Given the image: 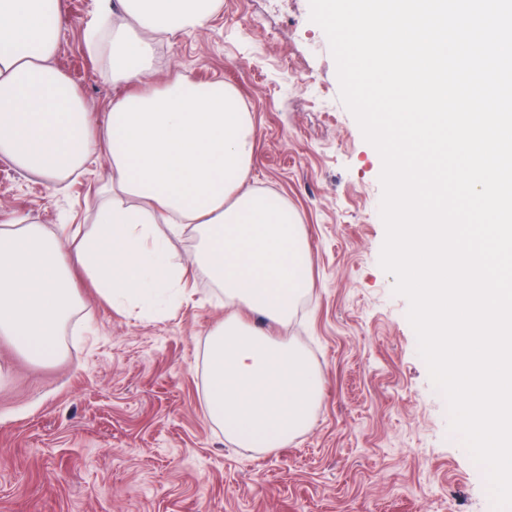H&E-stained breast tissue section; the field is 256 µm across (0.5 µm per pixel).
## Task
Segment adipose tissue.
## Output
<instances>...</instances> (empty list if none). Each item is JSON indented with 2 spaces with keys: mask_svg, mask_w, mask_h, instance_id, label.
<instances>
[{
  "mask_svg": "<svg viewBox=\"0 0 512 512\" xmlns=\"http://www.w3.org/2000/svg\"><path fill=\"white\" fill-rule=\"evenodd\" d=\"M219 0H98L86 28L121 91L96 120L52 65L67 24L63 0H0V158L62 180L105 153L91 228L69 252L43 225L0 228V334L40 361L58 337L84 274L109 307L159 316L206 272L227 312L204 349L207 417L244 448H277L305 431L324 377L294 341L261 333L243 311L287 326L311 288V256L296 212L248 184L252 118L236 89L178 71L151 84L156 36L208 26ZM194 229L190 261L174 238Z\"/></svg>",
  "mask_w": 512,
  "mask_h": 512,
  "instance_id": "1",
  "label": "adipose tissue"
}]
</instances>
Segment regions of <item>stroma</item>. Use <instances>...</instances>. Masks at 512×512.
Masks as SVG:
<instances>
[{
    "label": "stroma",
    "mask_w": 512,
    "mask_h": 512,
    "mask_svg": "<svg viewBox=\"0 0 512 512\" xmlns=\"http://www.w3.org/2000/svg\"><path fill=\"white\" fill-rule=\"evenodd\" d=\"M55 64L96 115L118 88L90 58L95 0H65ZM267 14L250 31L251 13ZM155 79L224 80L250 113L249 184L299 214L313 286L287 333L325 378L308 430L278 448H241L206 415L203 349L224 318L205 274L156 318L108 308L87 281L49 363L0 335V512H494L485 471L449 429L445 397L418 354L409 303L379 264L382 160L340 98L309 0H221L206 29L161 37ZM106 157L53 182L0 160V225L24 218L71 246L90 226Z\"/></svg>",
    "instance_id": "1"
}]
</instances>
